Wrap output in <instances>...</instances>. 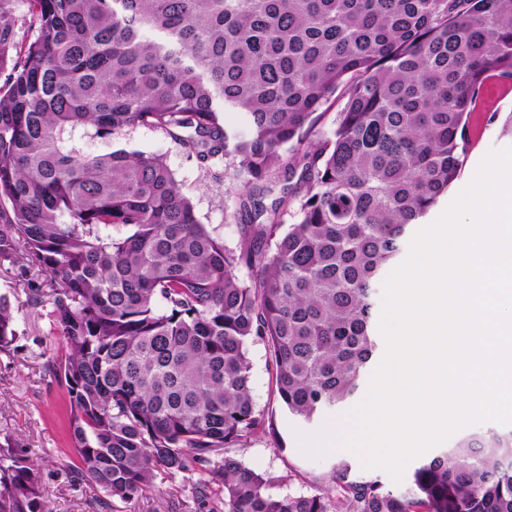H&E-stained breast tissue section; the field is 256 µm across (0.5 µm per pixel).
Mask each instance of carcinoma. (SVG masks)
I'll return each instance as SVG.
<instances>
[{
	"mask_svg": "<svg viewBox=\"0 0 512 512\" xmlns=\"http://www.w3.org/2000/svg\"><path fill=\"white\" fill-rule=\"evenodd\" d=\"M16 2L0 0V266L62 340L75 478L127 503L198 474L203 498L221 483L209 512H512V432L459 438L405 492L340 461L317 491L273 495L230 452L265 424L250 340L295 417L357 393L377 283L460 176L487 80L512 81V0H25L30 41ZM142 125L224 170L238 246L163 156L86 149ZM18 337L0 295V352ZM0 512H51L2 444Z\"/></svg>",
	"mask_w": 512,
	"mask_h": 512,
	"instance_id": "carcinoma-1",
	"label": "carcinoma"
}]
</instances>
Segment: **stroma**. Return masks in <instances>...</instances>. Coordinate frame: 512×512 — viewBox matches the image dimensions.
Returning a JSON list of instances; mask_svg holds the SVG:
<instances>
[{
  "label": "stroma",
  "instance_id": "stroma-1",
  "mask_svg": "<svg viewBox=\"0 0 512 512\" xmlns=\"http://www.w3.org/2000/svg\"><path fill=\"white\" fill-rule=\"evenodd\" d=\"M511 112L512 85L489 80L469 115V143L460 177L442 196L439 209H446L470 183L489 151L512 147V135L502 129L503 117ZM87 148L92 152L123 148L163 155L191 197L201 223L223 237L227 246L238 244L240 231L232 217L234 203L224 193L223 174L200 170L161 132L139 126L109 143L88 141ZM0 294L9 296L20 331L12 350L0 353V442L28 451L49 494L52 512H208L196 494L198 477L194 474L172 479L157 476L151 491L128 504L109 501L96 485L74 479L71 465L76 457L68 432V399L64 387L48 371L60 341L50 332L45 308L29 306L23 285L3 269ZM248 356L255 405L269 417L274 431L257 433L235 454L246 465L270 477L271 493L313 492L317 481L326 478L334 463L342 459L351 464L357 475H366V468L354 453L330 447L321 457L313 458L301 449L299 434H314L334 426L344 414V407L325 411L311 423L288 415L274 391L265 344L258 339L249 341Z\"/></svg>",
  "mask_w": 512,
  "mask_h": 512
}]
</instances>
